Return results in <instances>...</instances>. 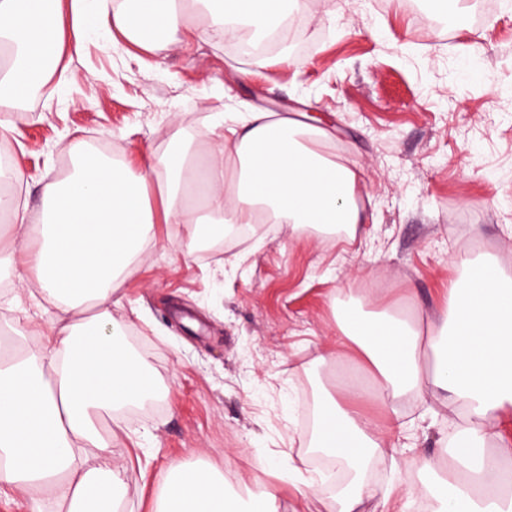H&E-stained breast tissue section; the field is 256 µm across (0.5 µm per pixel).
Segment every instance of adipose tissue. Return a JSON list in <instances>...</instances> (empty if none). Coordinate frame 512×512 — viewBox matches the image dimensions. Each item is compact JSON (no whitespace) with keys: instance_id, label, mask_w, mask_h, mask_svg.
<instances>
[{"instance_id":"1","label":"adipose tissue","mask_w":512,"mask_h":512,"mask_svg":"<svg viewBox=\"0 0 512 512\" xmlns=\"http://www.w3.org/2000/svg\"><path fill=\"white\" fill-rule=\"evenodd\" d=\"M296 3L135 0L127 10L105 0H0V128L56 70L66 34L81 37L101 18L111 17L125 41L150 51L188 36L200 12L209 17L208 34L229 38L246 26L261 40ZM209 132L217 148L207 158L200 208L186 199L198 157L190 143L152 156L141 172L75 146L72 173L45 184L36 224L12 194L0 195V212L24 234L22 246L0 245V270H20L18 287L36 285L59 312L53 335L0 357V492H31L30 512H43L35 491L44 486L53 488L58 512H121V470L101 424L153 388L142 362L117 341L122 325L111 320L113 296L155 238L148 180L158 185L165 223L185 226L190 250L262 214L348 239L368 220L356 200L359 168L321 150L328 130L255 111ZM458 264L446 309L425 327L388 307L366 310L363 299L341 291L330 302L337 345L354 344L373 373L368 384L345 376L317 385L310 446L352 474L336 491V512H362L372 497L364 476L386 454L389 437L406 431L396 403L407 395L435 397L453 415L447 459L422 461L436 481L406 491L400 512L428 494L434 512H512V469L498 464L512 459V445L496 429L512 407V274L488 258L465 256ZM363 399L385 411L384 423L355 408ZM166 485L158 512H238L223 477L205 469L176 470Z\"/></svg>"}]
</instances>
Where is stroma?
<instances>
[{
    "label": "stroma",
    "mask_w": 512,
    "mask_h": 512,
    "mask_svg": "<svg viewBox=\"0 0 512 512\" xmlns=\"http://www.w3.org/2000/svg\"><path fill=\"white\" fill-rule=\"evenodd\" d=\"M289 18L291 64L262 68L202 32L148 52L113 41L104 21L0 141L25 172L19 197L34 218L73 144L108 141L136 158L195 138L205 153L219 112L318 119L333 136L324 152L363 173L373 218L353 241L277 224L187 256L175 225L156 223L112 305L156 390L154 405L132 404L105 424L123 512H155L178 466L222 474L233 497L278 486V512H329L335 485L304 497L298 480L278 481L254 462L286 460L306 477L329 468L309 450L313 370L333 352L361 360L354 345H336L335 290L406 300L430 321L458 255L488 254L512 272V0H497L477 24L463 11L434 22L406 0H302ZM13 280L0 272V298H19L22 309L0 317V333L37 344L52 318L29 291L9 290ZM434 406L440 415L424 428ZM400 411L412 451L379 458V499L419 479L416 454L440 453L448 431V408L434 399L407 398ZM143 431L154 449L146 462L134 445Z\"/></svg>",
    "instance_id": "obj_1"
}]
</instances>
